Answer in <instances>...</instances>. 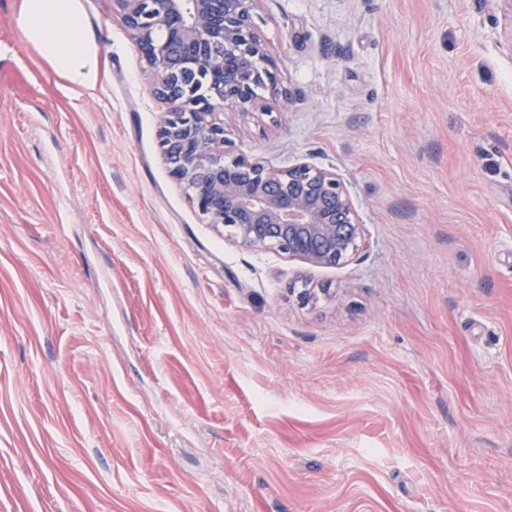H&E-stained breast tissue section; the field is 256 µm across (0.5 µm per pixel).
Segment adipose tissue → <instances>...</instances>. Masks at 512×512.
<instances>
[{
    "label": "adipose tissue",
    "mask_w": 512,
    "mask_h": 512,
    "mask_svg": "<svg viewBox=\"0 0 512 512\" xmlns=\"http://www.w3.org/2000/svg\"><path fill=\"white\" fill-rule=\"evenodd\" d=\"M18 23L28 42L71 86L96 85L101 51L85 36L80 0H21Z\"/></svg>",
    "instance_id": "ef3b65f1"
}]
</instances>
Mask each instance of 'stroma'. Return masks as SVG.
Masks as SVG:
<instances>
[{"label": "stroma", "mask_w": 512, "mask_h": 512, "mask_svg": "<svg viewBox=\"0 0 512 512\" xmlns=\"http://www.w3.org/2000/svg\"><path fill=\"white\" fill-rule=\"evenodd\" d=\"M19 2L0 512H512V14L256 0L277 82L225 112V150L336 170L370 242L311 267L202 223L115 0H81L92 89L25 39Z\"/></svg>", "instance_id": "obj_1"}]
</instances>
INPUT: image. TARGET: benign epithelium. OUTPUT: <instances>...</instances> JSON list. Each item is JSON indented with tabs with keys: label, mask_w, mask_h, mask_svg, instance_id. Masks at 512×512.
<instances>
[{
	"label": "benign epithelium",
	"mask_w": 512,
	"mask_h": 512,
	"mask_svg": "<svg viewBox=\"0 0 512 512\" xmlns=\"http://www.w3.org/2000/svg\"><path fill=\"white\" fill-rule=\"evenodd\" d=\"M115 2L154 75V95L172 104L158 146L202 222L243 247L275 248L314 267L358 255L364 225L336 172L307 162L276 168L224 150L219 115L252 111L275 81L255 0Z\"/></svg>",
	"instance_id": "benign-epithelium-1"
}]
</instances>
